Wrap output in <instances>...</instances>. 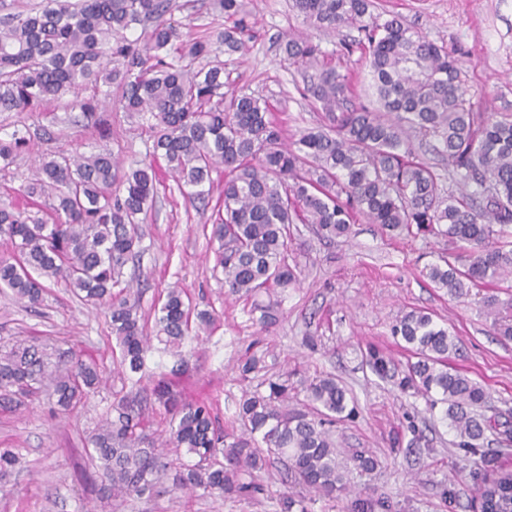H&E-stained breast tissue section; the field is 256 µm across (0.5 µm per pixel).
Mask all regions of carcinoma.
Here are the masks:
<instances>
[{
    "mask_svg": "<svg viewBox=\"0 0 512 512\" xmlns=\"http://www.w3.org/2000/svg\"><path fill=\"white\" fill-rule=\"evenodd\" d=\"M370 7L372 0H293L316 29L358 32L338 56L362 51L379 106L353 103L352 75L324 61L319 45L292 36L281 64L307 73L302 94L322 113V123L290 147L266 101L227 90L224 62L211 59L215 43L231 52L243 48V0H214V9L235 22L213 40L186 37L172 20L176 0H44L27 13H13L0 0L6 11L0 17V112H34L66 90L89 86L94 95L81 107L93 112L115 84L125 111L154 119L148 151L122 175L106 149L42 158L24 196L50 200L46 217L0 203V240L9 247L0 256V288L34 308L44 301L48 278L103 306L119 348L113 364L136 385L148 378L133 395L112 393L87 440L102 497L117 505L176 491L255 492L258 473L273 458L324 496L347 489L332 427L355 410L335 377L306 379L299 391L286 372L265 375L267 351L250 353L240 375L262 380L242 391L239 435L224 429L215 403L185 401L176 391V379L188 369L187 344L214 317L192 307L174 285L154 306L148 331L139 300L122 280L139 252L140 216L153 204L158 161L193 207L209 204L212 173H224L209 237L217 243L215 268L228 294L252 301L263 329L277 324L279 311L273 300L258 297L300 283L292 224H308L318 237L334 240L348 237L361 217L397 236L415 227L445 238L466 255L451 251L423 275L452 296L512 277V244L501 241L512 236V113L474 111L448 50ZM137 28L141 37L129 39L127 32ZM419 138L448 160V175L460 176L459 194L445 191L441 175L420 156ZM28 141L27 127L0 138V163L12 164ZM492 327L512 340L511 318L496 313ZM391 332L416 361L401 369L369 345L363 360L372 374L434 407L444 405L443 420L459 448L478 453L490 434L512 442V413L486 415L482 384L448 363L459 351L448 327L414 310ZM156 356L173 358L172 366L162 369ZM104 383L96 361L33 340L16 339L0 352V411H16L50 388L66 414ZM301 391L298 408L292 402ZM19 460L0 448V480ZM477 495L482 512H512V471L482 478Z\"/></svg>",
    "mask_w": 512,
    "mask_h": 512,
    "instance_id": "1",
    "label": "carcinoma"
}]
</instances>
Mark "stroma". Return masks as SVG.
<instances>
[{"mask_svg": "<svg viewBox=\"0 0 512 512\" xmlns=\"http://www.w3.org/2000/svg\"><path fill=\"white\" fill-rule=\"evenodd\" d=\"M175 20H190L192 36H209L228 21L212 0H177ZM375 12L396 15L430 40L443 45L458 61L475 111H512V0H372ZM251 32L243 50L221 53L231 87L266 100L286 141L315 127L318 116L301 95L303 77L281 66V46L289 33H303L325 53L353 38L343 30L325 33L309 27L292 9V0H245ZM89 91L66 93L36 112H0V138L26 126L28 144L15 163L0 169V201L26 206L19 193L34 170L38 155L58 150L85 153L110 149L124 163L144 156L150 145L147 117L124 111L120 90L84 116L78 100ZM153 209L142 225L141 253L126 274L139 280L142 313H149L165 288L185 289L198 309L215 312L211 333L192 346L190 370L178 388L190 400L218 403L223 424L234 423L244 383L239 365L249 345L261 340L270 351L269 371H297L299 378L333 374L353 392L355 418L336 425L341 462L353 454L375 456L370 473L351 468L349 491L333 498L310 495L307 512H352L355 502L385 497L390 512H474V472L484 467L512 470V445L493 446L489 461L466 453L440 412L424 398L403 394L361 365V351L375 343L396 359L407 354L391 334L404 312L421 308L452 327L460 351L453 365L479 381L488 405L512 410V340L495 336L477 290L451 298L435 288L421 271L448 253L444 240L420 234L393 236L380 225L353 224L349 238L319 239L299 225L292 247L302 267L300 285L278 293L280 321L260 331L251 305L226 295L213 270L214 255L203 232L209 212L186 205L170 174L159 172ZM49 339L82 358L111 363L116 340L104 315L82 304L62 285L49 284L43 304L29 309L11 293L0 292V338ZM313 344H306V337ZM111 389L91 394L67 414L50 410L40 398L14 414L0 413V448L18 452L22 463L8 478L10 494L0 497V512H278L288 485L280 464L260 474V492L232 497L174 493L158 499H136L114 506L101 499L96 486L78 480L87 464L84 437L111 401Z\"/></svg>", "mask_w": 512, "mask_h": 512, "instance_id": "obj_1", "label": "stroma"}]
</instances>
